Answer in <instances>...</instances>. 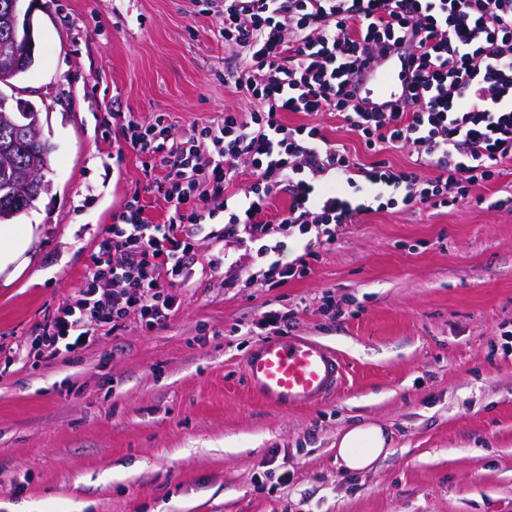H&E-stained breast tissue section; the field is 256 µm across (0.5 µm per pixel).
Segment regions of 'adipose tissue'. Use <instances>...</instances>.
Returning a JSON list of instances; mask_svg holds the SVG:
<instances>
[{"label":"adipose tissue","mask_w":512,"mask_h":512,"mask_svg":"<svg viewBox=\"0 0 512 512\" xmlns=\"http://www.w3.org/2000/svg\"><path fill=\"white\" fill-rule=\"evenodd\" d=\"M387 430L375 422H365L345 430L336 443V462L346 471L370 470L389 452Z\"/></svg>","instance_id":"adipose-tissue-1"}]
</instances>
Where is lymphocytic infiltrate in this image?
I'll use <instances>...</instances> for the list:
<instances>
[{
    "instance_id": "1",
    "label": "lymphocytic infiltrate",
    "mask_w": 512,
    "mask_h": 512,
    "mask_svg": "<svg viewBox=\"0 0 512 512\" xmlns=\"http://www.w3.org/2000/svg\"><path fill=\"white\" fill-rule=\"evenodd\" d=\"M212 17L232 52L224 81L249 107L178 135L162 114L146 124L113 114L166 219L154 223L137 193L113 211L112 236L94 255L78 301L44 324L49 352L83 349L131 317L145 331L166 322L180 306L175 285L195 261L194 232L220 212L228 219L213 238L255 251L261 264L248 280L273 288L305 277L308 257L335 243L337 225L352 223L358 210L349 192L376 190L393 207H448L496 181L512 158V0H223ZM409 40L417 54L408 107L357 100L353 74L383 67ZM286 112L338 113L368 151L408 149L435 174L351 163L318 126L284 123ZM246 168L253 181L229 207L226 190ZM280 192L288 208L267 221ZM295 235L304 254L282 261V240Z\"/></svg>"
}]
</instances>
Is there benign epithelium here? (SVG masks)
Returning <instances> with one entry per match:
<instances>
[{"instance_id":"7a95c632","label":"benign epithelium","mask_w":512,"mask_h":512,"mask_svg":"<svg viewBox=\"0 0 512 512\" xmlns=\"http://www.w3.org/2000/svg\"><path fill=\"white\" fill-rule=\"evenodd\" d=\"M0 36L10 50L0 55V82L11 83L35 62L36 39L31 12H23L22 3L11 5L0 17Z\"/></svg>"}]
</instances>
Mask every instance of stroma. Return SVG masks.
Returning a JSON list of instances; mask_svg holds the SVG:
<instances>
[{"label": "stroma", "instance_id": "stroma-1", "mask_svg": "<svg viewBox=\"0 0 512 512\" xmlns=\"http://www.w3.org/2000/svg\"><path fill=\"white\" fill-rule=\"evenodd\" d=\"M207 0H34L38 53L18 80L54 145L32 209L27 266L0 273V512H512V160L448 208L365 210L336 228L307 276L267 288L252 259L212 271L195 237L181 305L163 326L136 319L76 353L49 354L46 317L75 302L112 213L144 191L141 159L109 119L166 115L176 131L241 107ZM319 124L371 163L339 114ZM289 315V335L334 349L337 394L283 411L251 389L245 360ZM376 421L389 454L353 474L336 462L347 428Z\"/></svg>", "mask_w": 512, "mask_h": 512}]
</instances>
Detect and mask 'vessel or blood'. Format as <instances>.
<instances>
[{"mask_svg": "<svg viewBox=\"0 0 512 512\" xmlns=\"http://www.w3.org/2000/svg\"><path fill=\"white\" fill-rule=\"evenodd\" d=\"M411 69L404 60H391L356 84L360 100L405 102ZM246 374L256 394L281 410L321 403L340 388L343 366L338 355L303 336L271 338L260 343L247 358Z\"/></svg>", "mask_w": 512, "mask_h": 512, "instance_id": "obj_1", "label": "vessel or blood"}]
</instances>
